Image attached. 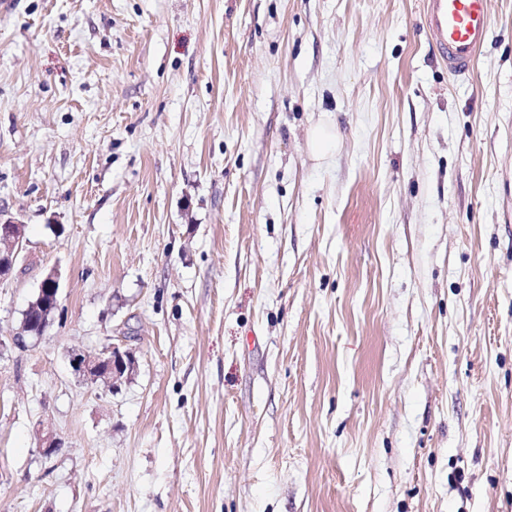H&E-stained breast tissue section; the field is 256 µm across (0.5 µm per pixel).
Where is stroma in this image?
<instances>
[{"label": "stroma", "mask_w": 512, "mask_h": 512, "mask_svg": "<svg viewBox=\"0 0 512 512\" xmlns=\"http://www.w3.org/2000/svg\"><path fill=\"white\" fill-rule=\"evenodd\" d=\"M422 7L0 0V512H512V0ZM422 25L448 73L466 77L490 33V0H425ZM310 147L318 158H326L335 150L336 138L327 130L317 128L312 133ZM24 225L0 209V283L8 280L23 249ZM58 290L59 285L55 274H47L41 283L38 296L34 302L35 308L39 306L47 307L48 310H52L54 315L59 309ZM109 355L75 359V370L79 375L91 379L104 378L111 383L133 370L134 359L130 352L113 345Z\"/></svg>", "instance_id": "1"}]
</instances>
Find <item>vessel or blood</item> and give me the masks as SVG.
I'll use <instances>...</instances> for the list:
<instances>
[{
  "mask_svg": "<svg viewBox=\"0 0 512 512\" xmlns=\"http://www.w3.org/2000/svg\"><path fill=\"white\" fill-rule=\"evenodd\" d=\"M422 25L449 74L467 76L490 33V0H425Z\"/></svg>",
  "mask_w": 512,
  "mask_h": 512,
  "instance_id": "vessel-or-blood-1",
  "label": "vessel or blood"
}]
</instances>
